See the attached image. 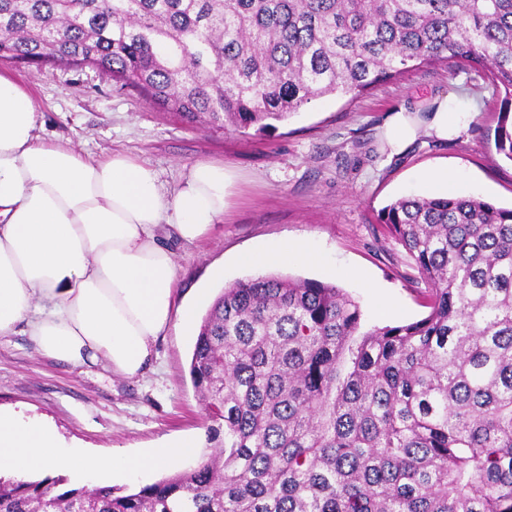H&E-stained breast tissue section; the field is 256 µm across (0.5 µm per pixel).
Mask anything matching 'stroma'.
I'll return each instance as SVG.
<instances>
[{
    "label": "stroma",
    "instance_id": "obj_1",
    "mask_svg": "<svg viewBox=\"0 0 512 512\" xmlns=\"http://www.w3.org/2000/svg\"><path fill=\"white\" fill-rule=\"evenodd\" d=\"M36 100L41 136L70 143L91 157L120 150L152 164L175 184L184 166L223 162L236 171L231 206L222 224L194 244L163 243L177 266V303L198 289L220 293L255 277L237 256L258 245L305 239L319 263L291 261L269 274L314 279L342 288L358 302L364 327L405 324L427 315L423 285L405 249L378 224L381 208L409 196L475 195L512 205V162L494 147L501 98L490 82L455 65L422 66L357 97L327 95L274 130H215L191 125L154 107L98 67L44 69L0 62ZM455 99L464 127L450 139L427 128L435 98ZM414 112L412 144L393 153L385 128L393 110ZM448 170L451 185L425 181ZM224 269L214 280L213 267ZM195 332L172 322L156 344L158 358L128 379L102 368L75 367L39 354L28 336L0 337V409L52 426L64 446L93 453H137L191 439L206 448L207 414L189 375ZM196 458L137 477H79L69 485H111L124 494L195 466Z\"/></svg>",
    "mask_w": 512,
    "mask_h": 512
}]
</instances>
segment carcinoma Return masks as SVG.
<instances>
[{"label":"carcinoma","instance_id":"carcinoma-1","mask_svg":"<svg viewBox=\"0 0 512 512\" xmlns=\"http://www.w3.org/2000/svg\"><path fill=\"white\" fill-rule=\"evenodd\" d=\"M0 61L96 66L188 123L258 132L456 61L503 94L512 162V0H0ZM378 219L427 316L365 330L333 284L237 281L190 361L201 462L122 495L0 476V512H512V207L403 197Z\"/></svg>","mask_w":512,"mask_h":512}]
</instances>
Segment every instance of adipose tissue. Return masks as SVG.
Returning <instances> with one entry per match:
<instances>
[{
	"instance_id": "adipose-tissue-1",
	"label": "adipose tissue",
	"mask_w": 512,
	"mask_h": 512,
	"mask_svg": "<svg viewBox=\"0 0 512 512\" xmlns=\"http://www.w3.org/2000/svg\"><path fill=\"white\" fill-rule=\"evenodd\" d=\"M27 89L0 72V337L25 329L41 354L74 366L105 363L142 375L172 319L192 325L209 301L175 307L177 267L159 242L191 244L224 220L233 172L198 161L165 186L150 164L115 152L83 155L41 140ZM188 442L136 455L64 450L56 431L0 411V472L136 475L193 454Z\"/></svg>"
}]
</instances>
